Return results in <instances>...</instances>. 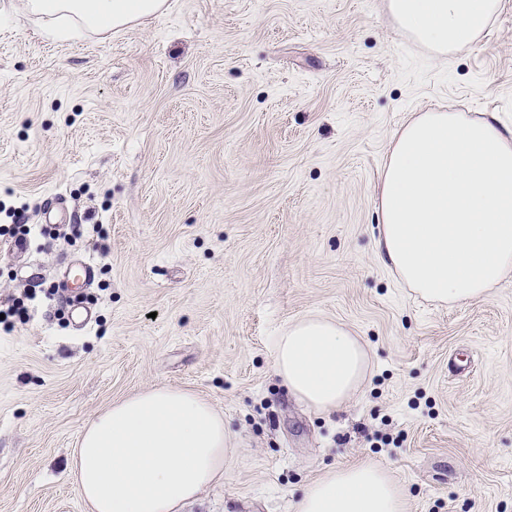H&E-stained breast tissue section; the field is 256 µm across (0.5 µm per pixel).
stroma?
Wrapping results in <instances>:
<instances>
[{
    "label": "stroma",
    "mask_w": 512,
    "mask_h": 512,
    "mask_svg": "<svg viewBox=\"0 0 512 512\" xmlns=\"http://www.w3.org/2000/svg\"><path fill=\"white\" fill-rule=\"evenodd\" d=\"M118 33L48 38L0 0V512H89L83 427L152 387L195 392L235 444L186 512H294L330 466L371 457L409 512H512V279L453 307L374 255L392 135L419 112L512 130V0L436 61L385 0H173ZM84 225L45 237L48 216ZM95 278L67 287L64 269ZM83 328L66 311L76 295ZM318 314L360 336L367 381L339 409L298 403L273 338Z\"/></svg>",
    "instance_id": "35a3bbf8"
}]
</instances>
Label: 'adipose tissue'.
<instances>
[{"label":"adipose tissue","instance_id":"adipose-tissue-1","mask_svg":"<svg viewBox=\"0 0 512 512\" xmlns=\"http://www.w3.org/2000/svg\"><path fill=\"white\" fill-rule=\"evenodd\" d=\"M50 35L108 33L165 13L167 0H22ZM501 0H387L398 29L442 60L488 30ZM375 254L401 286L440 304L480 299L512 276V131L466 112H422L392 136L377 188ZM288 391L335 410L366 380L369 353L342 323L306 316L274 345ZM232 434L194 392L141 390L83 429L70 463L89 512H185L222 482ZM403 486L380 462L333 466L309 483L295 512H408Z\"/></svg>","mask_w":512,"mask_h":512}]
</instances>
